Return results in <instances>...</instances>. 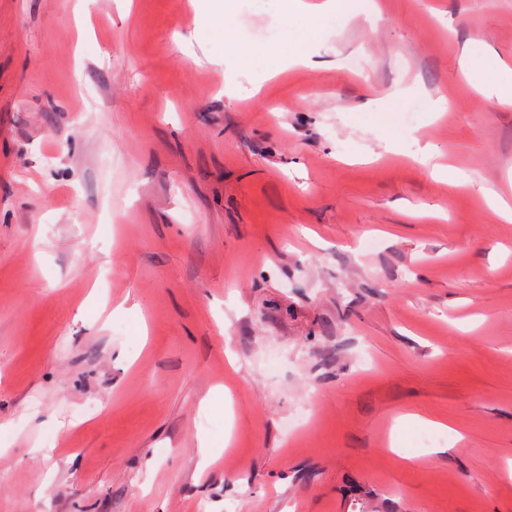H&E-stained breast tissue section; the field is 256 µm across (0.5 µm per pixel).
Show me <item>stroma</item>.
<instances>
[{"label": "stroma", "instance_id": "35a3bbf8", "mask_svg": "<svg viewBox=\"0 0 512 512\" xmlns=\"http://www.w3.org/2000/svg\"><path fill=\"white\" fill-rule=\"evenodd\" d=\"M376 2L0 0V512H512V0ZM205 2V20L210 30L217 36L224 39L225 47L238 52L242 48L235 43L232 36V29L229 25V15L232 10L231 0H206ZM280 2L281 12L288 19L291 16H300L306 20V28L304 30L303 41L299 47L289 54V58L284 61L280 56V60L276 66H271V71H277L285 66L304 65L314 67L319 62L313 61L311 56L303 48V45L314 38L324 23L332 18L347 19L364 7L360 1L363 0H325L318 5H309L303 0H278ZM496 74L497 78L491 87V90L497 94V97L501 102L510 103L512 102V69H509L500 59L489 58L483 62L478 70L479 82H485V74ZM505 77L506 81L501 82L500 78Z\"/></svg>", "mask_w": 512, "mask_h": 512}]
</instances>
